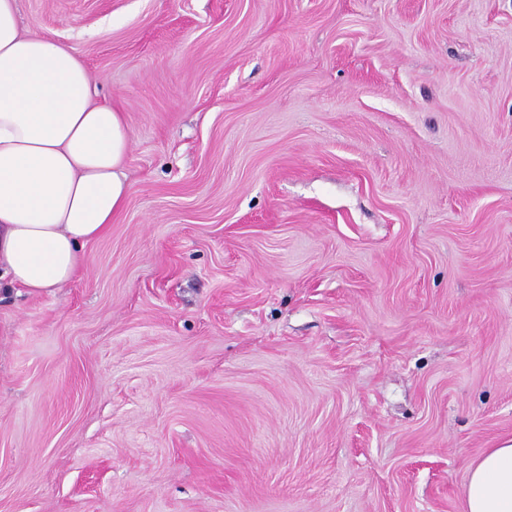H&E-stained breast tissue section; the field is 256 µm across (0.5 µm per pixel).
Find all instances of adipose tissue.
I'll list each match as a JSON object with an SVG mask.
<instances>
[{
  "label": "adipose tissue",
  "instance_id": "1",
  "mask_svg": "<svg viewBox=\"0 0 512 512\" xmlns=\"http://www.w3.org/2000/svg\"><path fill=\"white\" fill-rule=\"evenodd\" d=\"M130 134L74 51L0 0V288L74 282L124 212ZM461 512H512V438L468 466Z\"/></svg>",
  "mask_w": 512,
  "mask_h": 512
}]
</instances>
